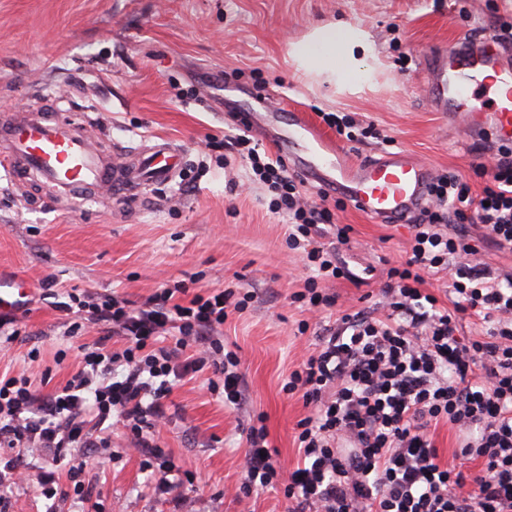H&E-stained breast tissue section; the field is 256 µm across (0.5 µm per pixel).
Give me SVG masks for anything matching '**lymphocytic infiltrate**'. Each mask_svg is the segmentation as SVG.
<instances>
[{
	"label": "lymphocytic infiltrate",
	"mask_w": 512,
	"mask_h": 512,
	"mask_svg": "<svg viewBox=\"0 0 512 512\" xmlns=\"http://www.w3.org/2000/svg\"><path fill=\"white\" fill-rule=\"evenodd\" d=\"M233 142L246 146L254 181L266 186L270 210L287 216L288 247L309 271L294 301L315 314L335 307L330 284L353 276L336 255L351 225L335 223L326 203L307 201L282 159L259 153L246 136ZM477 169L487 181L476 195L457 175L434 176L427 205L410 220L406 258L388 269L380 300L320 325L313 351L284 386L309 410L297 423V465L278 466L266 426L251 427L237 499L280 485L292 512H512V274L482 260L488 246L512 250V148L499 146ZM470 224L485 235H470ZM328 230L335 244L323 243ZM442 274L450 288L444 303L423 289L426 277ZM246 304L230 289L187 299L172 288L136 307L113 297L59 303L84 316L69 332L87 322L126 345L96 342L45 396L28 376L0 377V482L20 478L12 457L22 449H51L62 464L90 447L92 430L117 423L138 452L156 454L173 387L207 366L217 375L209 390L239 406L241 360L221 333ZM473 317L483 339L461 333ZM442 423L462 434L448 461L430 435Z\"/></svg>",
	"instance_id": "lymphocytic-infiltrate-1"
}]
</instances>
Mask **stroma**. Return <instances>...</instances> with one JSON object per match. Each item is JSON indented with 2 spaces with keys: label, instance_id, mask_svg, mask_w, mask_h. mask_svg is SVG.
<instances>
[{
  "label": "stroma",
  "instance_id": "obj_1",
  "mask_svg": "<svg viewBox=\"0 0 512 512\" xmlns=\"http://www.w3.org/2000/svg\"><path fill=\"white\" fill-rule=\"evenodd\" d=\"M343 22L365 30L375 54L364 64L369 84L357 90L313 84L289 54L311 26ZM512 23V0H0V117L48 112L83 124L103 154L159 139L184 149L181 178L149 189L150 204L121 199L55 198L47 187L12 185L0 169V277H25L32 290L15 313V339L0 343V375L26 374L40 394L64 384L79 368L80 346L101 330L69 336L47 292L110 294L135 303L154 289L184 282L191 292L232 289L250 294L231 313L224 341L242 358L245 399L227 408L207 383L212 369L184 381L171 395L169 422L155 441L161 455L132 450L122 425L108 436L110 452L79 478L78 499L68 471L57 472L58 492L46 498L34 474L53 469L40 448L21 452L24 479L0 486V512H290L283 490L234 498L242 476L246 431L264 421L282 468L299 453L302 399L283 390L290 372L313 350V333L299 334L306 315L291 296L307 275L288 250L285 217L268 209L266 187L252 183L239 156L220 163L210 140L246 131L257 110L254 94L271 93L287 134L288 110L349 116L392 137L349 141L328 127L356 159L403 150L432 172L463 175L472 192L479 148L433 111L423 92L420 61L435 44L463 40ZM353 228L338 254L354 273L373 266L367 283L337 281L338 309L378 301L390 264L404 260L410 230L375 224L351 206L335 210ZM54 470V469H53ZM173 481L169 493L156 491Z\"/></svg>",
  "mask_w": 512,
  "mask_h": 512
}]
</instances>
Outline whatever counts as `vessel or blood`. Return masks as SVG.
<instances>
[{
  "label": "vessel or blood",
  "mask_w": 512,
  "mask_h": 512,
  "mask_svg": "<svg viewBox=\"0 0 512 512\" xmlns=\"http://www.w3.org/2000/svg\"><path fill=\"white\" fill-rule=\"evenodd\" d=\"M423 72L426 96L449 125L471 136L488 127L496 138L512 139V61L499 52L494 34L435 46ZM0 146L2 168L39 172L68 192L108 186L131 206L143 203L147 186L175 176L184 157L177 144L163 141L128 162L105 164L77 128L25 114L0 124ZM288 147L304 179L342 196L373 222H403L425 205L432 173L408 153L352 161L301 112L291 115ZM27 296L22 281L0 282V312L20 308Z\"/></svg>",
  "instance_id": "1"
}]
</instances>
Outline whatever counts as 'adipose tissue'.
<instances>
[{
  "instance_id": "obj_1",
  "label": "adipose tissue",
  "mask_w": 512,
  "mask_h": 512,
  "mask_svg": "<svg viewBox=\"0 0 512 512\" xmlns=\"http://www.w3.org/2000/svg\"><path fill=\"white\" fill-rule=\"evenodd\" d=\"M291 53L302 67L328 81L357 84L366 77L361 61L372 56L373 45L358 29L334 22L315 26Z\"/></svg>"
}]
</instances>
